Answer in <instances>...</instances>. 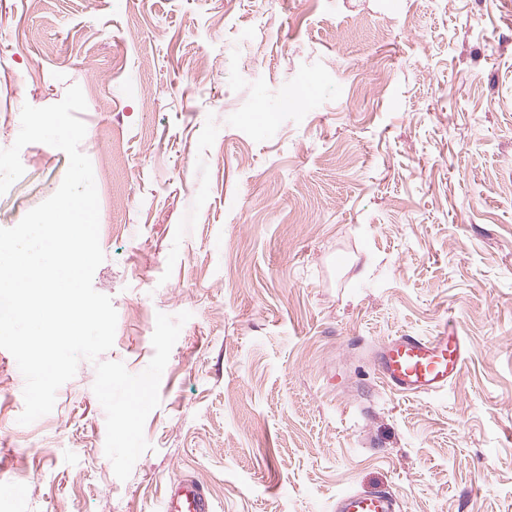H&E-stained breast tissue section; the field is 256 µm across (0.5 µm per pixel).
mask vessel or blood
<instances>
[{
	"instance_id": "1",
	"label": "vessel or blood",
	"mask_w": 512,
	"mask_h": 512,
	"mask_svg": "<svg viewBox=\"0 0 512 512\" xmlns=\"http://www.w3.org/2000/svg\"><path fill=\"white\" fill-rule=\"evenodd\" d=\"M466 348L456 332L433 336L403 333L384 342L376 351L378 372L391 390L405 395H438L464 371ZM395 496L388 490L339 494L334 512H397ZM161 512H213L206 490L196 481H171Z\"/></svg>"
}]
</instances>
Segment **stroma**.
<instances>
[{"label":"stroma","mask_w":512,"mask_h":512,"mask_svg":"<svg viewBox=\"0 0 512 512\" xmlns=\"http://www.w3.org/2000/svg\"><path fill=\"white\" fill-rule=\"evenodd\" d=\"M83 91L118 320L142 372L157 314L191 312L127 480L96 369L19 424L0 349V512H160L171 480L214 512H512V0H0V149L23 105ZM0 228L67 155L22 148ZM463 336L440 396L392 392L372 350ZM395 496L386 489L373 492H347L336 496L335 512H397Z\"/></svg>","instance_id":"35a3bbf8"}]
</instances>
